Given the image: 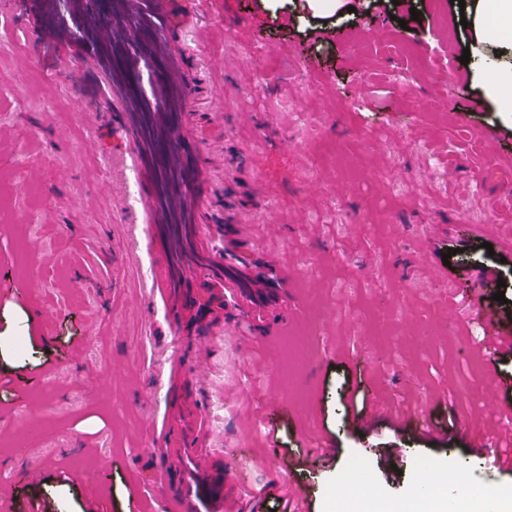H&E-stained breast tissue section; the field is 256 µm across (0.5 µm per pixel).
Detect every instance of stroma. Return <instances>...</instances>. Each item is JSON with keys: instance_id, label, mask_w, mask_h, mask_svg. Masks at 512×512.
<instances>
[{"instance_id": "1", "label": "stroma", "mask_w": 512, "mask_h": 512, "mask_svg": "<svg viewBox=\"0 0 512 512\" xmlns=\"http://www.w3.org/2000/svg\"><path fill=\"white\" fill-rule=\"evenodd\" d=\"M348 2L197 5L213 70L181 135L204 180L198 246L221 241L272 282L246 294L288 332L260 342L233 304L175 320L204 272L170 287L164 242L127 205L131 141L99 74L36 42L28 0L0 12V512H129L137 496L175 512L198 469L237 477L245 512H277L288 481L306 512H335L356 459L398 506L421 457L461 486L512 490L469 445L512 412V359L485 363L491 328L472 311L489 266L512 300V115L472 78L512 57L462 27L454 0ZM493 378L507 383L494 412ZM356 391L417 406L435 435L359 433ZM319 446L332 455L316 467Z\"/></svg>"}]
</instances>
